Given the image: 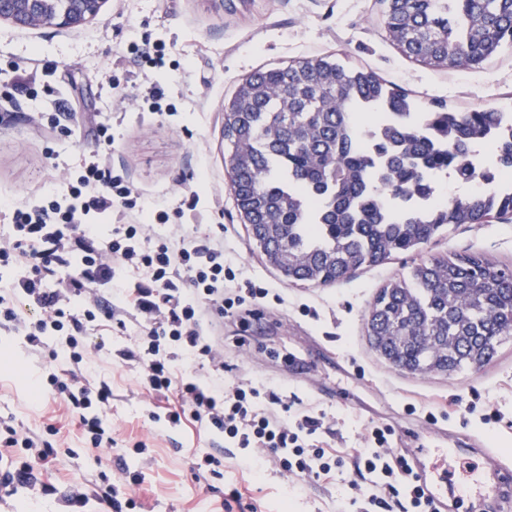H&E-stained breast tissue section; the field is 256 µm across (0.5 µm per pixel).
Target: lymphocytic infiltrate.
Returning a JSON list of instances; mask_svg holds the SVG:
<instances>
[{
    "mask_svg": "<svg viewBox=\"0 0 512 512\" xmlns=\"http://www.w3.org/2000/svg\"><path fill=\"white\" fill-rule=\"evenodd\" d=\"M145 208L140 195L97 156L67 191L37 205L11 207L10 233L0 241V270L11 273L12 294L24 295L35 311L25 325L28 343L42 347L53 339L69 352L68 374L49 373L47 383L78 413L91 447L113 443L102 419L112 392L104 381L92 390L83 383L91 370L86 337L94 323L123 314L146 332L128 356L141 365L146 388L168 400L169 425L189 419L223 434L225 448L257 473L331 480L351 470L350 501L359 512H433L395 446L392 428L373 426L364 448H327L319 439L322 415L293 409L286 394L250 383L226 388L176 371L185 356L198 368L222 370L214 318L242 315L269 291L230 289L236 274L226 266L219 241L190 239L176 227L168 238L151 239L145 225L129 221ZM109 214L117 222L103 239L94 220ZM120 270L125 279L117 278ZM112 287L124 301L117 310L99 294Z\"/></svg>",
    "mask_w": 512,
    "mask_h": 512,
    "instance_id": "lymphocytic-infiltrate-1",
    "label": "lymphocytic infiltrate"
}]
</instances>
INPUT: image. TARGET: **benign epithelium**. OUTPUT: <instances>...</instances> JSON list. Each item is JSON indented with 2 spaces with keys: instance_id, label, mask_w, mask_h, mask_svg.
<instances>
[{
  "instance_id": "benign-epithelium-1",
  "label": "benign epithelium",
  "mask_w": 512,
  "mask_h": 512,
  "mask_svg": "<svg viewBox=\"0 0 512 512\" xmlns=\"http://www.w3.org/2000/svg\"><path fill=\"white\" fill-rule=\"evenodd\" d=\"M103 0H63L60 9H51V0H0V19L21 28L57 26L78 29L93 20Z\"/></svg>"
}]
</instances>
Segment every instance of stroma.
Segmentation results:
<instances>
[{
    "label": "stroma",
    "instance_id": "obj_1",
    "mask_svg": "<svg viewBox=\"0 0 512 512\" xmlns=\"http://www.w3.org/2000/svg\"><path fill=\"white\" fill-rule=\"evenodd\" d=\"M380 0H105L80 29H26L0 21V238L10 231L16 203L64 191L86 159L103 153L143 201L161 203L186 235H223L224 255L238 280L272 289L256 320L224 318V383L250 381L287 393L324 414L322 441L362 448L371 425L401 432L438 431L445 451L439 469L462 473L454 448L476 440L512 466V336L480 370L454 376L413 375L392 367L370 346L369 306L390 278L441 255L479 253L512 268L511 224H457L421 249L391 257L329 285L291 284L266 264L234 203L224 168V104L250 73L313 57H330L376 72L422 103L452 109L512 101V49L483 67L429 69L403 56L382 22ZM164 48L162 65L142 56ZM164 92L153 109L144 91ZM109 126L104 147L98 122ZM143 336L138 323H105L87 342L94 370L112 397L106 418L114 444L88 447L79 417L56 393L37 389L35 375L65 373L61 345L35 348L16 322L0 324V418L33 436L47 425L57 457L43 462L21 448L0 447V476L29 462L27 481L0 484V512H113L103 499L135 498L140 512H224L226 485L255 480L263 512H347V487L299 481L272 471L249 475L224 452L222 436L192 421H153L159 401L128 358ZM347 390L346 404L328 389ZM145 442L138 450L136 442ZM220 459V473L199 480L198 456ZM87 504L71 506L73 487Z\"/></svg>",
    "mask_w": 512,
    "mask_h": 512
}]
</instances>
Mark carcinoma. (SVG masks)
<instances>
[{
    "mask_svg": "<svg viewBox=\"0 0 512 512\" xmlns=\"http://www.w3.org/2000/svg\"><path fill=\"white\" fill-rule=\"evenodd\" d=\"M389 38L430 68L479 67L512 48V0H381ZM386 125L375 149L357 114ZM495 108L424 109L372 70L326 57L259 69L224 104V150L236 206L265 261L288 282L328 285L419 248L443 226L512 211V187L435 198L422 168L490 179L468 162L500 125ZM492 167L512 168V139ZM367 335L400 370L451 376L480 369L512 333V270L477 254L429 259L371 303Z\"/></svg>",
    "mask_w": 512,
    "mask_h": 512,
    "instance_id": "1",
    "label": "carcinoma"
}]
</instances>
